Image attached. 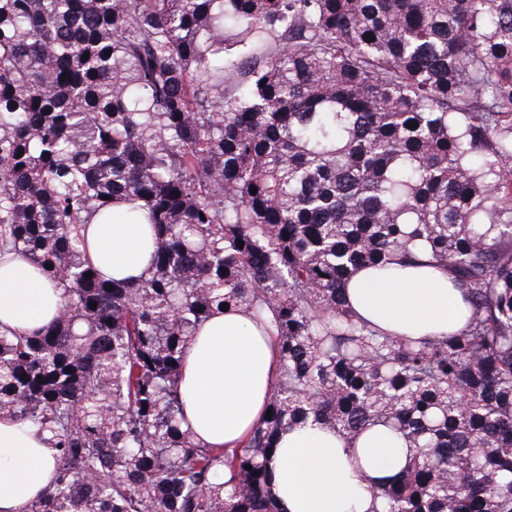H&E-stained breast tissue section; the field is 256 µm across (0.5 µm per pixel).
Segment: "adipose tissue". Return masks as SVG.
I'll return each mask as SVG.
<instances>
[{
    "instance_id": "1",
    "label": "adipose tissue",
    "mask_w": 512,
    "mask_h": 512,
    "mask_svg": "<svg viewBox=\"0 0 512 512\" xmlns=\"http://www.w3.org/2000/svg\"><path fill=\"white\" fill-rule=\"evenodd\" d=\"M91 256L105 275L143 278L148 268L143 227L113 212L86 228ZM62 290L17 254L0 258V331L30 333L50 324ZM352 310L396 336L434 338L465 327V306L448 273L411 265L397 274L363 270L346 289ZM279 372L278 346L269 331L243 313L212 315L184 355L180 393L184 419L201 442L233 450L265 417ZM361 466L334 431L315 423L280 434L273 456L274 485L283 512H370L374 482L400 468L402 452L388 435L361 447ZM55 450L47 434L0 419V512H23L47 485Z\"/></svg>"
}]
</instances>
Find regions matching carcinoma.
I'll list each match as a JSON object with an SVG mask.
<instances>
[{
    "instance_id": "obj_1",
    "label": "carcinoma",
    "mask_w": 512,
    "mask_h": 512,
    "mask_svg": "<svg viewBox=\"0 0 512 512\" xmlns=\"http://www.w3.org/2000/svg\"><path fill=\"white\" fill-rule=\"evenodd\" d=\"M118 204L150 225L136 282L84 234ZM419 245L459 334L346 301ZM0 252L64 299L0 333V417L56 448L23 512H278L273 450L310 418L403 439L373 512H512V0H0ZM225 304L280 358L231 453L182 429L179 391Z\"/></svg>"
}]
</instances>
